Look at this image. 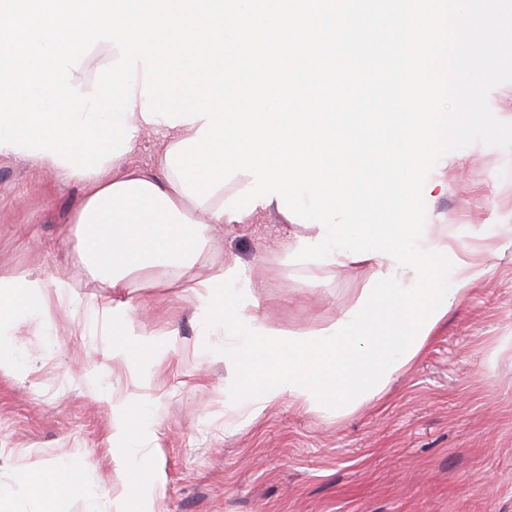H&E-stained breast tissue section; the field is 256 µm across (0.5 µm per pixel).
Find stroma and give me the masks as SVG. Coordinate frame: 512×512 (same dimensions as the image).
<instances>
[{"label": "stroma", "mask_w": 512, "mask_h": 512, "mask_svg": "<svg viewBox=\"0 0 512 512\" xmlns=\"http://www.w3.org/2000/svg\"><path fill=\"white\" fill-rule=\"evenodd\" d=\"M437 176L446 189L426 208L476 273L463 301L382 398L336 418L282 397L253 416L229 400L224 358L205 349L224 337L205 332L186 281L238 262L259 285L254 314L303 332L334 320L369 269L285 261L299 228L270 209L215 227L168 287L116 294L71 224L81 184L0 154V273L49 287L43 312L0 328L17 361L0 372V484L59 463L87 472L59 512H124L144 487L156 512H512V149L451 151ZM120 302L155 352L113 356ZM115 402L149 411L133 468Z\"/></svg>", "instance_id": "1"}]
</instances>
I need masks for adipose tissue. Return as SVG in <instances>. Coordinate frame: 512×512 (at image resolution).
Masks as SVG:
<instances>
[{
	"mask_svg": "<svg viewBox=\"0 0 512 512\" xmlns=\"http://www.w3.org/2000/svg\"><path fill=\"white\" fill-rule=\"evenodd\" d=\"M159 163L157 173H146L121 155L104 162L100 173L80 179L84 197L71 222L85 259L110 287H124L129 277L156 268L179 271L189 266L201 254L212 226L229 222L220 206L249 183L248 177L237 176L200 205L184 194L167 157ZM45 303L40 279L0 275V327L39 313ZM18 483L37 500L40 512H57L58 498L79 490L86 476L58 464L24 474Z\"/></svg>",
	"mask_w": 512,
	"mask_h": 512,
	"instance_id": "ef3b65f1",
	"label": "adipose tissue"
}]
</instances>
